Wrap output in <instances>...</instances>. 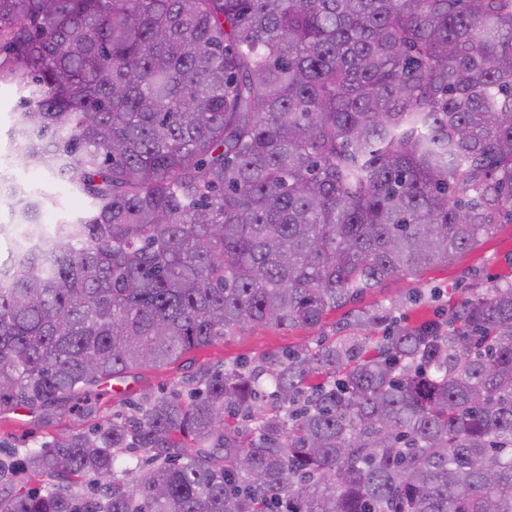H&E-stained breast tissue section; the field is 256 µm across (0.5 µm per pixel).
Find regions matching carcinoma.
Returning a JSON list of instances; mask_svg holds the SVG:
<instances>
[{
	"label": "carcinoma",
	"mask_w": 512,
	"mask_h": 512,
	"mask_svg": "<svg viewBox=\"0 0 512 512\" xmlns=\"http://www.w3.org/2000/svg\"><path fill=\"white\" fill-rule=\"evenodd\" d=\"M0 84L15 157L89 203L39 224L11 186L0 413L315 329L512 223V0H0ZM384 321L0 460V512H512V280Z\"/></svg>",
	"instance_id": "carcinoma-1"
}]
</instances>
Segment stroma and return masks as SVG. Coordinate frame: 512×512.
I'll return each mask as SVG.
<instances>
[{
  "instance_id": "35a3bbf8",
  "label": "stroma",
  "mask_w": 512,
  "mask_h": 512,
  "mask_svg": "<svg viewBox=\"0 0 512 512\" xmlns=\"http://www.w3.org/2000/svg\"><path fill=\"white\" fill-rule=\"evenodd\" d=\"M26 177L30 186L44 195L43 213L53 220L78 216L86 210V200L60 179L34 169L27 170ZM510 277L512 224H499L479 246L461 254L452 264L395 276L366 294L359 306L390 308L394 324L413 326L447 313L449 297L459 298L471 288H484L493 281ZM350 318L349 311L342 309L330 314L321 327L313 330L263 325L247 328L208 348L189 352L169 366L134 370L123 380L99 384L88 400L77 402L71 414L61 418L41 417L21 408L0 414V448L21 451L61 432L88 430L94 424L130 413L134 404L147 397L175 387L186 389L192 378L213 364L236 359L255 362L269 353L312 348L332 341Z\"/></svg>"
}]
</instances>
